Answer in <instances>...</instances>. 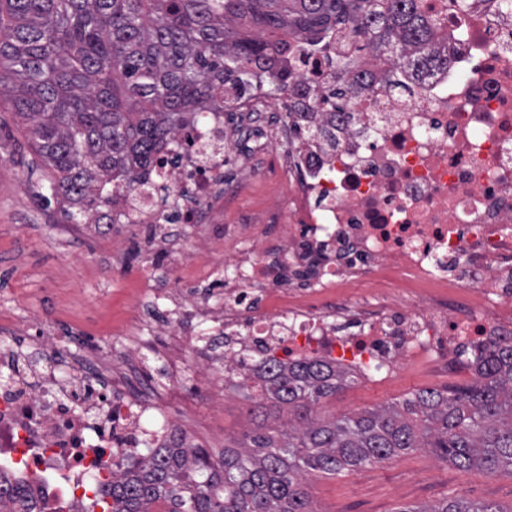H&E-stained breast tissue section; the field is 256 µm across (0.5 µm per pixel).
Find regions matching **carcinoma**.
Here are the masks:
<instances>
[{
    "instance_id": "obj_1",
    "label": "carcinoma",
    "mask_w": 512,
    "mask_h": 512,
    "mask_svg": "<svg viewBox=\"0 0 512 512\" xmlns=\"http://www.w3.org/2000/svg\"><path fill=\"white\" fill-rule=\"evenodd\" d=\"M349 28L366 63L423 75L446 68L422 0H0V96L11 97L43 165L50 203L78 224L112 182L131 188L179 126L233 93L267 82L294 41ZM475 379L425 389L379 409L324 416L351 378L316 362L259 363L261 422L215 466L203 448L174 441L92 489L84 512H315L303 480L382 463L419 448L463 469L512 476V336L470 351ZM288 413V429L271 415ZM33 485L0 475V512H44ZM395 512H506L462 497Z\"/></svg>"
}]
</instances>
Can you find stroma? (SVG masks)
Instances as JSON below:
<instances>
[{"label": "stroma", "instance_id": "obj_1", "mask_svg": "<svg viewBox=\"0 0 512 512\" xmlns=\"http://www.w3.org/2000/svg\"><path fill=\"white\" fill-rule=\"evenodd\" d=\"M50 176L10 98L0 99V307L22 318L58 321L73 353L90 346L120 353L126 342L114 338L111 329L129 313L135 283L129 269L113 263L108 240L59 236L65 221L59 206L36 195ZM451 384L442 364L407 365L380 382L354 379L328 409L336 414L371 410L418 389ZM253 406L242 391L229 387L223 406L199 400L193 408L199 425L194 442L220 460L225 448L238 447L253 429ZM306 483L315 512H396L434 504L448 494L512 507V475L461 470L424 450L336 476L315 472Z\"/></svg>", "mask_w": 512, "mask_h": 512}]
</instances>
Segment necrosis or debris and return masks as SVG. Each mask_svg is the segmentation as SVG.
Segmentation results:
<instances>
[{
  "label": "necrosis or debris",
  "instance_id": "4bbe7bcc",
  "mask_svg": "<svg viewBox=\"0 0 512 512\" xmlns=\"http://www.w3.org/2000/svg\"><path fill=\"white\" fill-rule=\"evenodd\" d=\"M428 3L451 63L408 79L410 94H392L381 66L337 73L354 44L303 42L292 92L210 107L175 131L145 183L109 188L85 221L101 235L111 221L155 226L166 274H134L166 321L132 310L112 330L131 342L123 360L74 362L54 326L22 329L0 312V468L52 473L53 495L79 512L91 482L179 433L170 403L223 402L218 385L181 391L185 348L220 357L228 381L254 378L262 358L372 381L512 335V0ZM339 82L350 90L341 112L328 97ZM171 224L203 231L185 242ZM184 282L216 289V303L189 302ZM149 330L168 337L156 376L143 372Z\"/></svg>",
  "mask_w": 512,
  "mask_h": 512
}]
</instances>
